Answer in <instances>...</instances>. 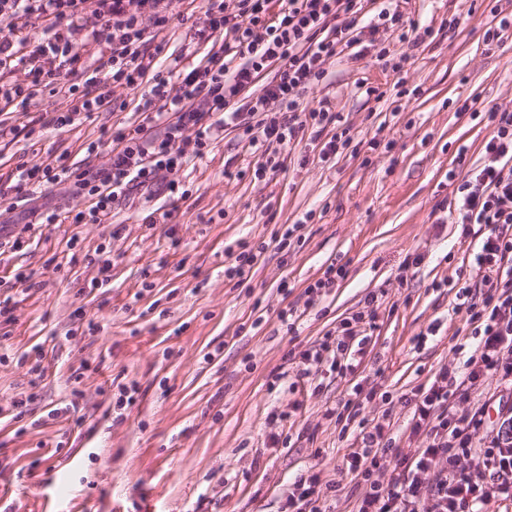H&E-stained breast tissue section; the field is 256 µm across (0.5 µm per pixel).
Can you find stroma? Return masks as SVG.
Instances as JSON below:
<instances>
[{
  "mask_svg": "<svg viewBox=\"0 0 512 512\" xmlns=\"http://www.w3.org/2000/svg\"><path fill=\"white\" fill-rule=\"evenodd\" d=\"M394 1L435 28L434 40L414 48L380 31L360 43V58L331 60L302 97L309 108L327 100L357 151L323 162L294 144L258 179L261 154L226 130L173 173L185 197L124 201L107 223L45 224L24 232L22 247H0V300L13 307L0 320V512H285L290 484L314 473L334 486L323 499L331 512H355L361 491L346 463L357 446L330 411L356 385L378 393L361 417L390 412L398 451L416 448L408 399L458 362L466 326L449 286L487 232L441 221L459 148L477 161L491 134L458 107H512V31L494 49L483 41L492 7L510 12L512 0H478L472 13L463 0L374 6ZM162 6L165 72L171 57L201 54L187 32L205 8ZM453 17L458 28L445 29ZM382 46L409 55L404 69L377 63ZM369 87L383 98L366 96ZM139 97L116 88L111 111L17 138L0 150V174L64 152L81 162L93 141L94 165H107L110 134L137 121ZM300 219L301 239L277 250L275 233ZM243 243L260 253L239 284L224 267ZM410 253L421 261L403 268ZM105 262L111 279L98 288ZM333 263L345 278L308 304L307 286ZM371 295L375 326L354 373L313 392L297 377L298 353ZM286 308L298 316L291 330L278 318ZM131 384L133 402L118 405Z\"/></svg>",
  "mask_w": 512,
  "mask_h": 512,
  "instance_id": "35a3bbf8",
  "label": "stroma"
}]
</instances>
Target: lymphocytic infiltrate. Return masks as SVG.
<instances>
[{
	"instance_id": "1",
	"label": "lymphocytic infiltrate",
	"mask_w": 512,
	"mask_h": 512,
	"mask_svg": "<svg viewBox=\"0 0 512 512\" xmlns=\"http://www.w3.org/2000/svg\"><path fill=\"white\" fill-rule=\"evenodd\" d=\"M85 0H0V69H22L25 84H0V139L36 128L65 130L93 113L110 111L117 87L141 89L137 125L113 132L111 161L102 168L79 170L68 165L67 155L36 165L17 163L0 178V206L28 202L32 223L55 224L68 216L75 224H102L121 200L176 194L177 182L169 173L189 158L204 157L218 132L230 128L250 147L277 154L300 133L321 139L328 127L336 132L323 141L319 155L327 161L347 149L352 139L341 129L338 113L322 106L301 110L303 92L326 76L328 61L350 49L360 35L379 28L397 31L400 41L420 46L433 30L420 26L399 10L381 9L366 18L363 0H281L277 15H270L269 0H206L205 20L191 26L190 37L214 43L206 62H191L164 76L153 65L162 46L155 34L167 23L159 0H140L131 11L130 0H97L100 25L87 29ZM152 26H145L144 14ZM40 26L44 38L28 45L20 32ZM104 40L109 51L100 55L82 87L69 77L81 59L80 48L89 40ZM278 66L279 76L258 86L260 75ZM60 94L62 112H48L37 124L20 128L4 122L40 89ZM492 129L482 160L468 164L458 158L448 209L452 224H482L488 229L473 254L467 282L455 294L453 311L465 316L479 341L475 347L457 344L461 368H441L434 380L417 386L410 433L419 444L413 454L398 459L388 480H378L387 452L395 443L389 424L360 419V404L347 400L342 410L345 429L362 448L350 454L351 472L363 487L357 512H478L491 495L512 499V417L505 419L488 447L478 448L474 436L485 426V407L462 415L452 411L451 386L475 388L485 378L512 383V109L492 107L486 112ZM66 185L84 208L60 214L43 205L50 189ZM374 311L346 318L339 334H325L316 348L301 352L299 377L325 367L340 378L353 373L346 362L360 324Z\"/></svg>"
}]
</instances>
